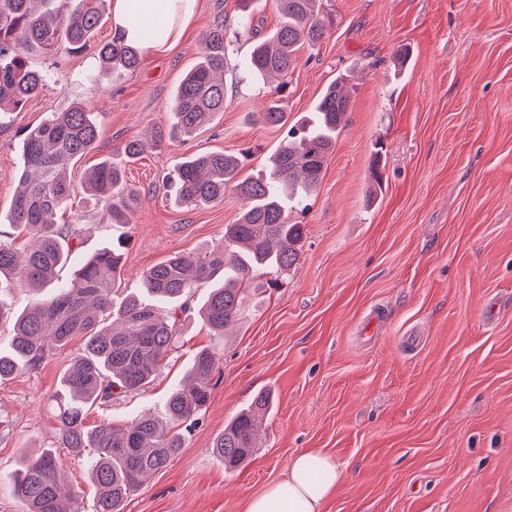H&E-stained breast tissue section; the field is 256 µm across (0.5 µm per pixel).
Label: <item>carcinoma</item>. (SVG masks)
Wrapping results in <instances>:
<instances>
[{
  "label": "carcinoma",
  "instance_id": "carcinoma-1",
  "mask_svg": "<svg viewBox=\"0 0 512 512\" xmlns=\"http://www.w3.org/2000/svg\"><path fill=\"white\" fill-rule=\"evenodd\" d=\"M49 2L0 0V111L16 110L43 91L46 75L29 66L31 51L80 52L102 25L106 0H61L63 5L54 9ZM278 2L279 25L253 42L240 67L256 80L280 79L277 98L261 118L269 126L282 127L288 123V112L279 96L288 86L295 51L303 43L312 50L319 46L333 18L319 10V0ZM131 22L139 28V40H128L124 32L116 31L111 39L98 43L96 55L102 68L136 70L143 45L163 37L160 26L136 15ZM228 57L220 19L201 36L199 60L177 87L169 125L154 129L149 142L127 140L124 155L138 157L148 148L190 136L224 111V81L218 73L224 71ZM352 91L346 75L336 76L311 115L288 129L264 175L236 180L249 157L244 151L196 155L177 165L168 182L181 204L221 202L231 187L242 207L235 222L224 225L223 244L178 253L154 265L141 276V291L173 302L200 286H211L203 316L222 336L238 320L248 288L277 287L281 274L299 261V243L305 234V225L290 222L289 213L304 210L318 190L326 161L347 121ZM98 138V123L83 104L51 113L22 138L25 167L10 221L26 239L20 247L0 242V279L22 280L38 289L40 296L13 317L12 349L0 354V381L35 370L73 338L84 339L83 353L64 371L57 392L56 443L78 455L86 448L97 449L86 461L88 476L99 492L97 512H123L126 499L184 448L180 425L195 421L209 403L217 356L205 349L193 356L188 383L167 398L165 418L141 414L119 428L110 423L93 429L85 426L86 409L95 403L151 383L179 333L176 317L136 297L115 303L113 291L126 248L121 240L85 259L71 279L60 280L80 231L57 223L55 216L75 196L70 165L87 155ZM88 186L102 222L130 223L139 192L123 185L120 169L107 161L97 163L89 172ZM270 401L269 394H260L215 437L212 453L225 469L237 468L252 454ZM12 484L21 512H79L80 491L64 486L51 448L23 457Z\"/></svg>",
  "mask_w": 512,
  "mask_h": 512
}]
</instances>
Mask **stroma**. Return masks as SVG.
<instances>
[{"instance_id": "35a3bbf8", "label": "stroma", "mask_w": 512, "mask_h": 512, "mask_svg": "<svg viewBox=\"0 0 512 512\" xmlns=\"http://www.w3.org/2000/svg\"><path fill=\"white\" fill-rule=\"evenodd\" d=\"M336 18L316 49L301 47L288 78L289 121L309 116L337 73L354 92L348 121L303 213L299 263L280 287L248 291L240 320L213 335L195 289L181 314L176 349L138 392L93 405L87 428L164 415L195 353L213 350L206 409L185 446L125 503V512H245L248 499L283 478L292 458L329 456L340 480L322 512H512V0H323ZM251 33L276 28L277 0H196L179 44L145 47L134 72L98 70L94 50L33 52L47 76L21 109L0 114V241L16 240L9 212L23 170L21 139L49 113L78 102L96 115L95 148L71 169L107 160L139 191L131 223H101L92 201L66 208L73 227L91 225L70 263L128 239L117 286L140 290L143 272L176 253L221 244L241 202L188 208L162 179L186 158L251 150L244 175L265 170L285 129L259 115L269 89L240 61ZM223 20L232 53L224 110L186 140L127 160L122 144L165 121L202 33ZM380 158L382 190L369 196ZM28 285L0 280V348L13 314L35 299ZM81 338L31 373L0 381V512H19L9 475L23 455L55 446L52 398ZM262 391L273 407L253 455L225 470L211 452L229 419ZM82 512L97 497L83 462L56 448Z\"/></svg>"}]
</instances>
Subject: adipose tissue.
Wrapping results in <instances>:
<instances>
[{"instance_id":"obj_1","label":"adipose tissue","mask_w":512,"mask_h":512,"mask_svg":"<svg viewBox=\"0 0 512 512\" xmlns=\"http://www.w3.org/2000/svg\"><path fill=\"white\" fill-rule=\"evenodd\" d=\"M196 0H112V26L126 32L127 39H137L128 20L139 15L143 20L160 23L164 39L176 44L190 23ZM339 472L328 457L302 453L294 457L287 475L251 497L246 512H270V503H278L279 512H321L323 503L332 495Z\"/></svg>"}]
</instances>
